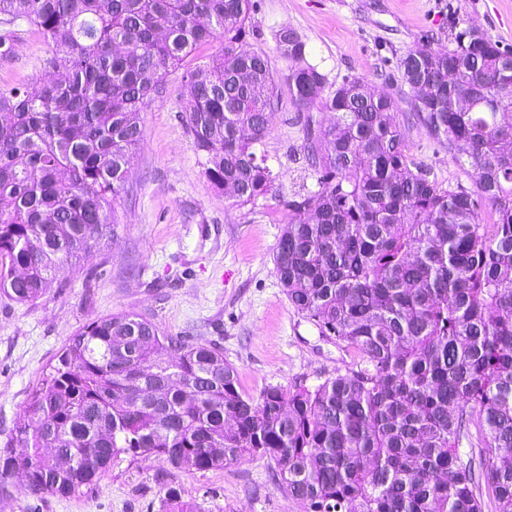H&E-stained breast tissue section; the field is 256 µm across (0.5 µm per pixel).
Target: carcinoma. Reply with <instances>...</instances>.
<instances>
[{"instance_id":"carcinoma-1","label":"carcinoma","mask_w":512,"mask_h":512,"mask_svg":"<svg viewBox=\"0 0 512 512\" xmlns=\"http://www.w3.org/2000/svg\"><path fill=\"white\" fill-rule=\"evenodd\" d=\"M251 0H0L55 48L60 75L0 88V292L39 299L115 236L143 142L139 112L187 71L188 134L212 187L254 204L275 176L259 150L287 88L303 113L315 191L288 202L274 268L289 302L363 367L314 387L244 394L211 345L135 313L80 327L33 388L0 458L30 489L66 497L121 456L208 471L277 464L304 512H512V48L466 25L399 61L414 122L473 170L445 188L416 163L392 94L363 78L327 91L303 34H275L285 63L247 48ZM331 114L325 127L313 116ZM482 447L461 451L473 415ZM56 443L68 470L42 467ZM163 512H196L162 487Z\"/></svg>"}]
</instances>
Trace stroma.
I'll return each instance as SVG.
<instances>
[{
    "mask_svg": "<svg viewBox=\"0 0 512 512\" xmlns=\"http://www.w3.org/2000/svg\"><path fill=\"white\" fill-rule=\"evenodd\" d=\"M456 20L512 47V0H253L247 42L282 69L274 33L293 26L330 85L358 77L400 102V58L427 38L448 48ZM13 29L15 52L0 57V86L46 80L51 48L26 22ZM185 93L183 72L175 70L139 114L143 144L117 206L113 240L35 301L0 294V453L16 447L14 428L29 394L71 336L112 313L134 312L171 335L217 344L242 391L254 397L271 386H313L355 370L352 353L295 310L275 273L287 203L317 188L289 94L281 93L262 145L275 185L256 204L238 207L202 173L184 123ZM406 139L442 185L472 187V172L450 161L421 125L409 124ZM276 471L274 461L260 457L190 472L153 457L123 458L67 497L33 494L17 473L0 492V512H160V490L169 482L201 512H302L280 490Z\"/></svg>",
    "mask_w": 512,
    "mask_h": 512,
    "instance_id": "stroma-1",
    "label": "stroma"
}]
</instances>
